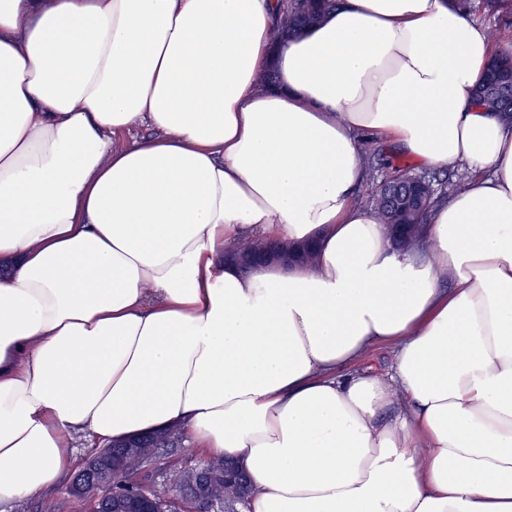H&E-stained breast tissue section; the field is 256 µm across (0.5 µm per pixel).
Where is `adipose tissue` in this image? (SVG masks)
<instances>
[{"instance_id":"obj_1","label":"adipose tissue","mask_w":512,"mask_h":512,"mask_svg":"<svg viewBox=\"0 0 512 512\" xmlns=\"http://www.w3.org/2000/svg\"><path fill=\"white\" fill-rule=\"evenodd\" d=\"M277 14L0 0V502L176 426L247 512H512V122L474 99L512 44L455 0ZM367 137L473 173L415 251L356 200ZM253 240L318 256L225 261ZM336 0H281L278 37L288 39L315 25ZM393 348L387 345L375 347L370 354L358 365L359 369H368L374 372L387 370L393 359Z\"/></svg>"}]
</instances>
